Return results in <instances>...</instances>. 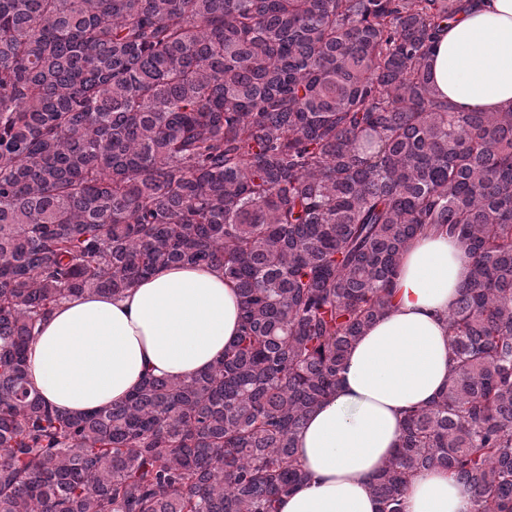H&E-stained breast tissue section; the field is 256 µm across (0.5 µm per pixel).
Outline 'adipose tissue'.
<instances>
[{
  "mask_svg": "<svg viewBox=\"0 0 512 512\" xmlns=\"http://www.w3.org/2000/svg\"><path fill=\"white\" fill-rule=\"evenodd\" d=\"M434 89L458 111L512 108V0H470L439 32ZM464 247L433 231L406 249L392 308L355 342L335 393L308 418L295 456L311 478L279 512H378L373 476L397 448L405 409L448 384V314L470 276ZM240 300L222 273L165 265L123 295L82 294L37 324L33 388L53 408L91 411L127 398L147 375L192 378L235 339ZM404 512H477L446 472L413 477Z\"/></svg>",
  "mask_w": 512,
  "mask_h": 512,
  "instance_id": "obj_1",
  "label": "adipose tissue"
}]
</instances>
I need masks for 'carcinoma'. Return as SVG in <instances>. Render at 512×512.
Here are the masks:
<instances>
[{
	"label": "carcinoma",
	"mask_w": 512,
	"mask_h": 512,
	"mask_svg": "<svg viewBox=\"0 0 512 512\" xmlns=\"http://www.w3.org/2000/svg\"><path fill=\"white\" fill-rule=\"evenodd\" d=\"M464 0H0V512H275L295 438L429 229L472 260L448 386L372 482L445 470L512 512V109L457 112L429 60ZM160 265L240 297L224 357L59 412L36 324Z\"/></svg>",
	"instance_id": "cac0c4a2"
}]
</instances>
